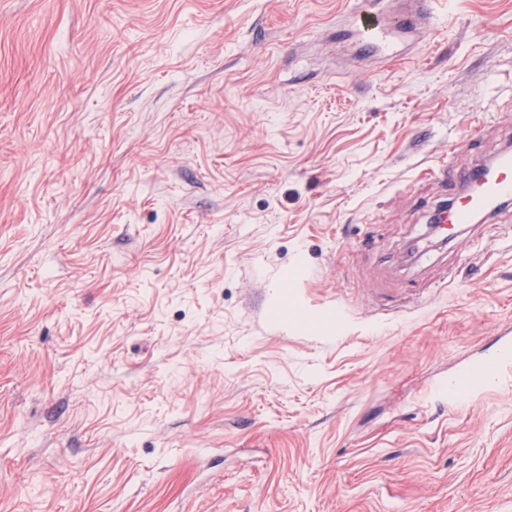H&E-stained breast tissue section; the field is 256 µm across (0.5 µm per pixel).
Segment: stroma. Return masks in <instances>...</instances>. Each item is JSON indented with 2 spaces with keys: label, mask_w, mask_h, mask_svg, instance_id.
Returning <instances> with one entry per match:
<instances>
[{
  "label": "stroma",
  "mask_w": 512,
  "mask_h": 512,
  "mask_svg": "<svg viewBox=\"0 0 512 512\" xmlns=\"http://www.w3.org/2000/svg\"><path fill=\"white\" fill-rule=\"evenodd\" d=\"M0 0V512H512V0ZM386 0H357L349 15L356 18L357 24L349 30V38L354 42L365 40L376 52L387 58L400 55L399 44L419 27V21L426 23L428 32L434 27L436 4L439 0H414V13L398 24H389L383 17ZM452 210L438 224L440 235L452 236L456 229L475 223L474 215L492 201L500 204L512 200V153L499 154L495 173L485 182L480 192L467 191L456 198ZM443 236V237H447ZM495 350L472 362L465 370L441 381L430 394L448 397L450 402L462 403L477 396L491 378L512 379V340H497Z\"/></svg>",
  "instance_id": "obj_1"
}]
</instances>
